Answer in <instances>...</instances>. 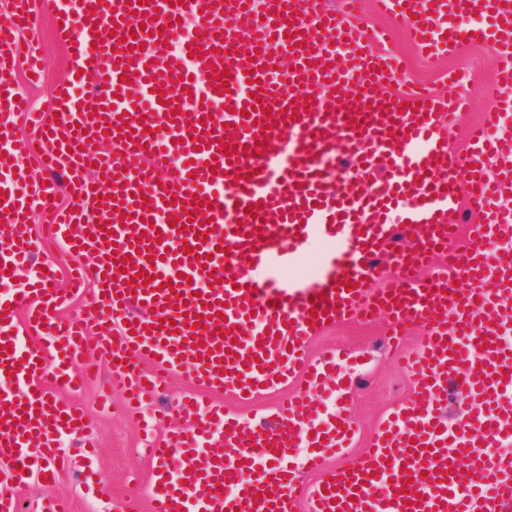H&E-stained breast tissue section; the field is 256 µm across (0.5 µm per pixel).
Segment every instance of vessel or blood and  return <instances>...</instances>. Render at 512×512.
<instances>
[{"label":"vessel or blood","mask_w":512,"mask_h":512,"mask_svg":"<svg viewBox=\"0 0 512 512\" xmlns=\"http://www.w3.org/2000/svg\"><path fill=\"white\" fill-rule=\"evenodd\" d=\"M71 60L56 86L52 123L19 138L8 117L25 114L15 41L33 24V0L0 16V512H20L17 490L46 460L44 481L68 465L61 435L83 436V413L47 398L52 380L79 389L78 357L93 325L115 335L98 347L131 408L155 399L168 377L191 380L183 424L145 455L153 465L151 512H512V0H374L408 25L420 54L442 59L458 45L496 48L498 110L468 133L464 156L448 129L466 98L414 88L385 93L400 64L355 17L321 0H49ZM93 84V97L83 89ZM109 137L116 155L92 148ZM63 173L75 195L29 181L19 156ZM385 174L335 189L337 158ZM171 163L169 178L156 164ZM94 171L96 185L84 178ZM52 217L55 239L93 283L84 319L57 320L56 263L6 292L28 265L30 209ZM478 217L456 248L461 205ZM411 247L394 250L397 234ZM329 241L312 276L296 269ZM444 272L413 273L439 257ZM398 271L379 288L382 258ZM224 283L207 288L215 270ZM46 347L25 345L17 316ZM392 318L413 389L381 422L356 464L312 488L296 475L353 437L350 413L325 403L336 356L306 357L319 330L378 313ZM410 325L420 349L404 350ZM297 381L302 395L263 426L197 396H239ZM464 416L449 425L453 391Z\"/></svg>","instance_id":"vessel-or-blood-1"}]
</instances>
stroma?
Here are the masks:
<instances>
[{
  "label": "stroma",
  "mask_w": 512,
  "mask_h": 512,
  "mask_svg": "<svg viewBox=\"0 0 512 512\" xmlns=\"http://www.w3.org/2000/svg\"><path fill=\"white\" fill-rule=\"evenodd\" d=\"M362 13L367 26L388 31L391 48L403 60L405 76L394 84V92L424 83L444 94L449 90V73H463L459 90L471 98L473 108L449 131L448 147L455 154H464L468 126L481 120L483 111L493 105L498 94L493 50L463 44L442 61L429 64L412 47L406 25L376 16L369 0H364ZM32 47L44 60V71L36 82L27 72V54ZM15 53L19 89L28 97L32 111L40 113L44 122H51V90L68 69L66 49L55 37L52 14L37 11L33 26L17 37ZM388 328L385 317L368 324L346 321L322 330L309 344L308 354L314 359L329 347L346 355L335 403L349 406L358 428L352 444L326 460V469L355 464L369 447L379 422L409 396V378L387 346ZM188 390L184 378L172 377L153 404L135 412L125 406L120 395L104 397L101 381L89 382L71 397L85 414L89 438L62 437V449L76 457L74 466L53 485L30 482L19 494L23 512H36L38 501L50 494L66 498L70 512H114L123 505L132 506L135 512H149L152 466L141 453L146 444L142 420L152 418L159 435L180 424L178 406ZM299 394L298 385L291 383L250 399L239 398L229 390L215 393L214 398L241 417L269 419L287 397Z\"/></svg>",
  "instance_id": "obj_1"
}]
</instances>
